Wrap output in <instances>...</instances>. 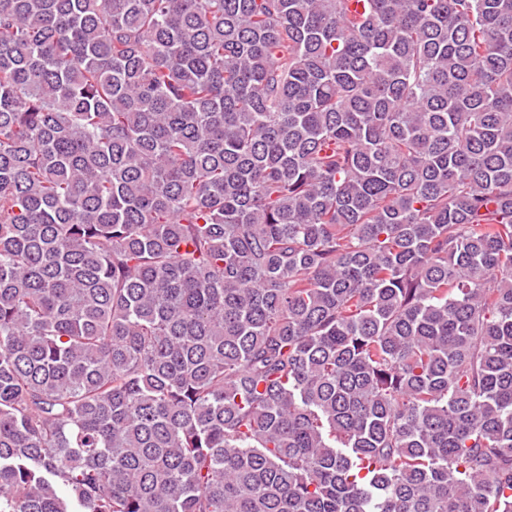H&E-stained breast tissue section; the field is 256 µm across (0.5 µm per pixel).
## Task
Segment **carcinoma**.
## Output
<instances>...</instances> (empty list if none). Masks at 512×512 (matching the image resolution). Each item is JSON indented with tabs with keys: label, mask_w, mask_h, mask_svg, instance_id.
Masks as SVG:
<instances>
[{
	"label": "carcinoma",
	"mask_w": 512,
	"mask_h": 512,
	"mask_svg": "<svg viewBox=\"0 0 512 512\" xmlns=\"http://www.w3.org/2000/svg\"><path fill=\"white\" fill-rule=\"evenodd\" d=\"M0 512H512V0H0Z\"/></svg>",
	"instance_id": "cac0c4a2"
}]
</instances>
